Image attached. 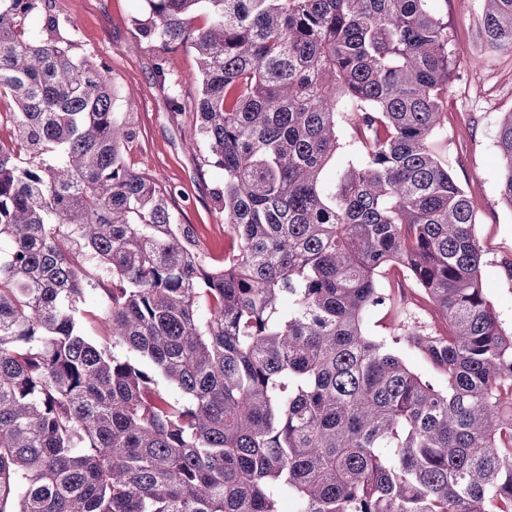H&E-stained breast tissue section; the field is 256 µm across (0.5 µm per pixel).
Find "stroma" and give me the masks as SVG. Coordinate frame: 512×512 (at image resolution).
Wrapping results in <instances>:
<instances>
[{"mask_svg":"<svg viewBox=\"0 0 512 512\" xmlns=\"http://www.w3.org/2000/svg\"><path fill=\"white\" fill-rule=\"evenodd\" d=\"M58 6L74 23L82 51L109 68L120 92L114 110L134 129L123 152L127 167L174 188L179 223L193 225L208 255L223 260L227 229L215 192L224 174L205 163L203 147L194 143L192 106L199 93L194 52L177 47L166 55L184 104L182 111H169L156 84L155 53L132 24L145 11L144 0H58ZM435 7L448 21L455 69L434 147L473 203L488 297L502 326L511 331L512 280L504 276L502 264L512 261V209L499 199L495 142L502 118L512 112V55L485 53L479 35L481 0H436ZM383 282L399 305L373 313L369 335L380 340L408 330L447 335V322L406 273L388 271Z\"/></svg>","mask_w":512,"mask_h":512,"instance_id":"1","label":"stroma"}]
</instances>
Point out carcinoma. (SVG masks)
Returning a JSON list of instances; mask_svg holds the SVG:
<instances>
[{"label": "carcinoma", "mask_w": 512, "mask_h": 512, "mask_svg": "<svg viewBox=\"0 0 512 512\" xmlns=\"http://www.w3.org/2000/svg\"><path fill=\"white\" fill-rule=\"evenodd\" d=\"M431 2L145 0L161 85L170 49L198 55L234 241L215 264L124 165L116 88L56 0H0V512H512V332L432 147L452 61ZM484 2L485 51L512 54V0ZM341 113L359 158L338 165ZM497 150L512 208V112ZM392 266L448 335L368 334ZM88 266L94 273L96 280H93L92 284L86 287L82 300L79 304L80 310L85 314H87L86 311H95L99 304V290L96 288H103V286H107L109 284V282H107L108 278L106 277H104V282L102 279H100V281L97 279L102 276L99 272V269L96 268L95 262H89Z\"/></svg>", "instance_id": "1"}]
</instances>
